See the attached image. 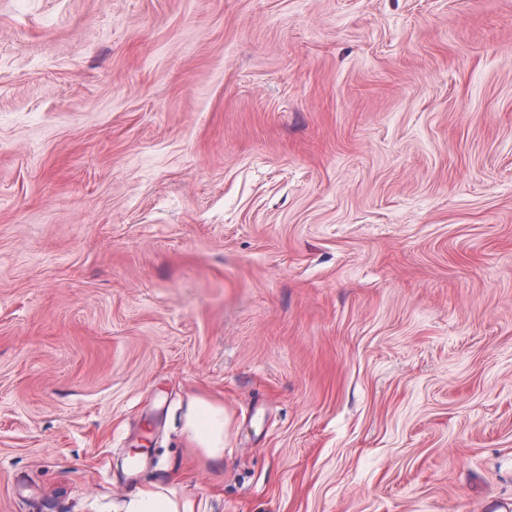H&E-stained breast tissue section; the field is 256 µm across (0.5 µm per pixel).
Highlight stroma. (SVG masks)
I'll list each match as a JSON object with an SVG mask.
<instances>
[{
	"mask_svg": "<svg viewBox=\"0 0 512 512\" xmlns=\"http://www.w3.org/2000/svg\"><path fill=\"white\" fill-rule=\"evenodd\" d=\"M173 474L512 504V0H0V512ZM183 431L194 448L208 460L224 458V406L203 398L188 401L183 417Z\"/></svg>",
	"mask_w": 512,
	"mask_h": 512,
	"instance_id": "1",
	"label": "stroma"
}]
</instances>
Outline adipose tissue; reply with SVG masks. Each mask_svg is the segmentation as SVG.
Instances as JSON below:
<instances>
[{
    "label": "adipose tissue",
    "instance_id": "1",
    "mask_svg": "<svg viewBox=\"0 0 512 512\" xmlns=\"http://www.w3.org/2000/svg\"><path fill=\"white\" fill-rule=\"evenodd\" d=\"M183 431L206 459L224 457V407L203 398L190 399L183 417ZM117 512H195L190 499H177L168 487L141 489L125 497Z\"/></svg>",
    "mask_w": 512,
    "mask_h": 512
}]
</instances>
